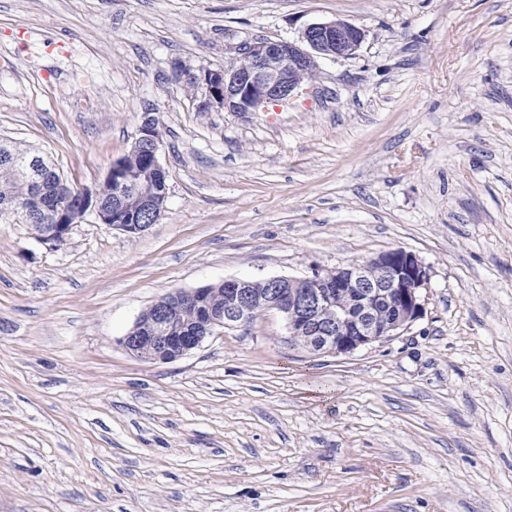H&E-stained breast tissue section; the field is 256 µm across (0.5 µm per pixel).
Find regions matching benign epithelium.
<instances>
[{
	"instance_id": "1",
	"label": "benign epithelium",
	"mask_w": 512,
	"mask_h": 512,
	"mask_svg": "<svg viewBox=\"0 0 512 512\" xmlns=\"http://www.w3.org/2000/svg\"><path fill=\"white\" fill-rule=\"evenodd\" d=\"M365 31L341 19L314 22L302 34L305 47L284 40L246 39L222 69L196 72L176 67V77L192 80L202 88L199 106L226 112H262L272 103H286L308 85L307 77L318 71V59L346 58L356 54ZM161 135L152 116L144 114L130 150L115 160L101 186L91 194L64 190V197L51 203L37 191L12 214L28 221L34 215L51 221L39 242L53 249L62 245L76 221L73 215H97L100 223L137 235L157 222L165 212L168 171L161 163ZM6 165L20 169L40 184L44 171L34 157L17 159L0 154ZM142 169L144 183L134 193L126 191L128 165ZM427 281L422 261L402 249L381 252L361 261L331 270H315L302 278L270 277L255 287L250 279H226L224 302L208 301V288L178 289L166 302L144 310L120 343L131 354L147 360L172 362L197 349L218 327L247 328L255 307L274 309L288 324L290 335L311 337L310 351L336 356L397 336L420 314V290ZM348 295L352 305L338 298ZM200 312L194 325L182 321L183 309Z\"/></svg>"
}]
</instances>
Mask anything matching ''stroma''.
<instances>
[{
  "mask_svg": "<svg viewBox=\"0 0 512 512\" xmlns=\"http://www.w3.org/2000/svg\"><path fill=\"white\" fill-rule=\"evenodd\" d=\"M365 31L266 113L175 64ZM159 121L162 220L0 224V512H512V0H0V138L95 191ZM392 249L421 316L345 355L277 311L173 362L120 343L175 289Z\"/></svg>",
  "mask_w": 512,
  "mask_h": 512,
  "instance_id": "stroma-1",
  "label": "stroma"
}]
</instances>
